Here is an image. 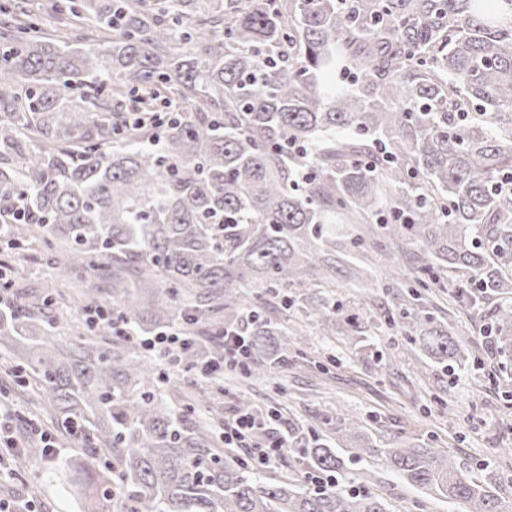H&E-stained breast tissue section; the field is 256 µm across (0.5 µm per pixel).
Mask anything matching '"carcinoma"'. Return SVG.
<instances>
[{
  "mask_svg": "<svg viewBox=\"0 0 512 512\" xmlns=\"http://www.w3.org/2000/svg\"><path fill=\"white\" fill-rule=\"evenodd\" d=\"M56 21L0 0V233L39 236L87 308L58 342L49 297L0 314L18 387L86 459L65 463L92 512H390L359 488L266 478L216 446L134 336L184 330L176 361H224L206 327L249 337L245 375L288 362L287 335L244 289L295 288L324 329L336 306L307 292L384 237L416 251L407 308L384 313L417 368H466L435 315L484 310L486 343L512 350V0H59ZM349 86L334 83L336 69ZM127 332L109 339L112 321ZM356 351L367 339L352 334ZM288 447L314 473L379 461L424 493L503 512L499 474L388 442L326 411Z\"/></svg>",
  "mask_w": 512,
  "mask_h": 512,
  "instance_id": "cac0c4a2",
  "label": "carcinoma"
}]
</instances>
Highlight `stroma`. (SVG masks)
<instances>
[{
  "instance_id": "35a3bbf8",
  "label": "stroma",
  "mask_w": 512,
  "mask_h": 512,
  "mask_svg": "<svg viewBox=\"0 0 512 512\" xmlns=\"http://www.w3.org/2000/svg\"><path fill=\"white\" fill-rule=\"evenodd\" d=\"M391 250L387 240L374 248L368 266V287L338 279L320 288L342 317L333 333L319 323L284 311L278 298L263 300L266 316L288 335V368L275 367L252 377L226 375L222 391H213L200 373L184 372L181 365L145 352L146 360L166 373L179 391L197 407L214 434H222L224 420L238 410L237 398L246 394L260 409H275L280 431L310 424L314 414L337 410L364 419L387 439L419 440L446 452L465 464L468 474L482 479L486 469L498 471L503 501L512 503V358L483 356L465 371L431 369L419 378L414 353L405 336L390 330L381 314L400 309L403 300L395 280L414 265L413 257L397 256L385 261ZM20 269L24 289L33 294H56L66 290L69 278L46 260L43 244L26 239L19 248L0 244V268ZM356 318L376 345L375 353L357 356L343 339L344 318ZM14 431L38 428L54 439L53 456L32 459L17 456L12 462L15 478L0 483V501L25 495L33 498L37 512H83L69 484L67 471L58 462L82 455L77 441L57 439L47 419L32 418L23 394L13 396ZM375 478L377 492L385 496L393 512H465V504L430 498L405 484L384 467L349 463L339 474L344 489L354 488L364 472Z\"/></svg>"
}]
</instances>
